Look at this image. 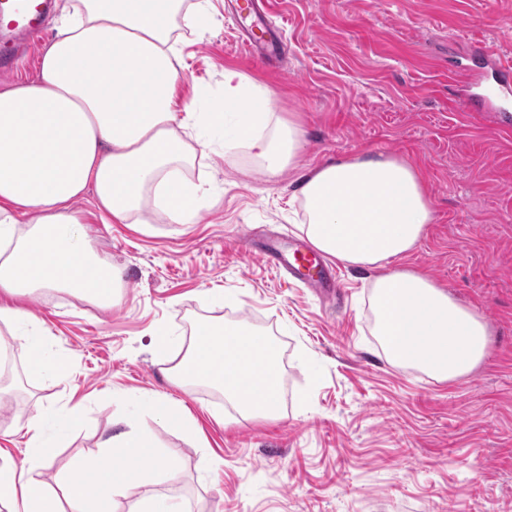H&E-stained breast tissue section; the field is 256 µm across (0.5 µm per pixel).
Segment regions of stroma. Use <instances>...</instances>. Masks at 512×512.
<instances>
[{
    "label": "stroma",
    "instance_id": "stroma-1",
    "mask_svg": "<svg viewBox=\"0 0 512 512\" xmlns=\"http://www.w3.org/2000/svg\"><path fill=\"white\" fill-rule=\"evenodd\" d=\"M204 32H182L184 87L220 96L225 68L277 91L269 111L304 130V162L362 152L406 158L424 175L435 220L405 259L491 332L486 361L453 381L393 365L373 333L372 271L340 266L317 294L267 265L270 242L303 241L294 175L271 178L248 150L212 131L206 167L216 204L194 223L106 224L78 199L85 241L121 273L109 306L66 290L16 297L43 329L67 378H34L17 333L0 323V450L25 457L36 410L81 404L85 428L54 466L96 449L121 418L155 436L153 492L188 512H512V93L507 109L456 111L453 98L487 60H512V0H277L285 50L275 67L242 50L224 0ZM221 321L266 334L283 372L279 411L246 418L205 384L179 387L151 350L157 329L178 337ZM169 398L197 422L192 442L145 408Z\"/></svg>",
    "mask_w": 512,
    "mask_h": 512
}]
</instances>
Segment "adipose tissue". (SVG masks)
<instances>
[{"instance_id": "ef3b65f1", "label": "adipose tissue", "mask_w": 512, "mask_h": 512, "mask_svg": "<svg viewBox=\"0 0 512 512\" xmlns=\"http://www.w3.org/2000/svg\"><path fill=\"white\" fill-rule=\"evenodd\" d=\"M211 9V0H78L43 52L38 78L0 91V296L65 288L111 304L121 278L80 243L72 202L91 187L114 222L151 205L168 223H193L205 191L180 170L207 158L199 132L223 126L226 116L235 118L233 144L266 173L296 165L304 131L266 110L275 90L228 68L223 98L205 102L201 86L184 93L172 33L180 23L204 27ZM300 179L301 230L312 245L376 273L375 334L389 360L439 382L482 364L490 344L482 316L420 272L391 266L434 221L419 171L365 152L306 165ZM0 321L24 330L34 375L68 374L69 360L46 358L42 327L25 309L1 305ZM167 376L208 383L250 416L275 415L282 384L270 339L220 322L196 327ZM83 424L82 408L67 404L31 420L23 464L0 460V512H113L120 491L137 494L130 512H185L181 502L149 492L155 438L135 422L72 470L53 471L60 438Z\"/></svg>"}]
</instances>
